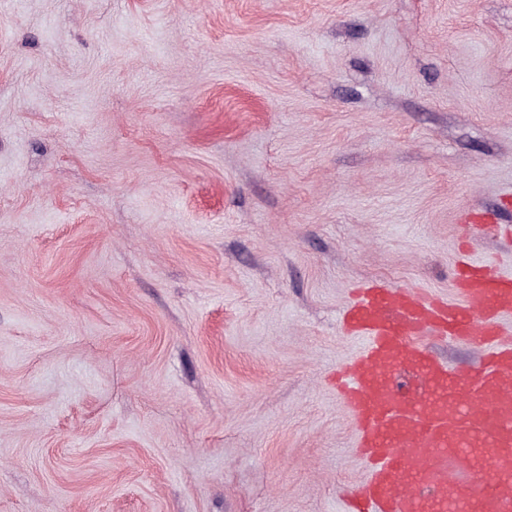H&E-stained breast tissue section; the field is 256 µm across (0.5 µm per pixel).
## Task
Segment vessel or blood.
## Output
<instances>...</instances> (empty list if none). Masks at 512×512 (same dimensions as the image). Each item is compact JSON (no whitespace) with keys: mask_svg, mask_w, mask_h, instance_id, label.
Returning <instances> with one entry per match:
<instances>
[{"mask_svg":"<svg viewBox=\"0 0 512 512\" xmlns=\"http://www.w3.org/2000/svg\"><path fill=\"white\" fill-rule=\"evenodd\" d=\"M464 227L496 236L493 217ZM457 300L373 284L356 289L343 313L362 343L336 373L367 476L346 512H512V343L499 322L512 316V274L493 259L459 261ZM445 336L484 348L481 368H449L419 343Z\"/></svg>","mask_w":512,"mask_h":512,"instance_id":"1","label":"vessel or blood"}]
</instances>
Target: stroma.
Listing matches in <instances>:
<instances>
[{"label":"stroma","mask_w":512,"mask_h":512,"mask_svg":"<svg viewBox=\"0 0 512 512\" xmlns=\"http://www.w3.org/2000/svg\"><path fill=\"white\" fill-rule=\"evenodd\" d=\"M509 194L512 0H0V512H341L343 307Z\"/></svg>","instance_id":"35a3bbf8"}]
</instances>
